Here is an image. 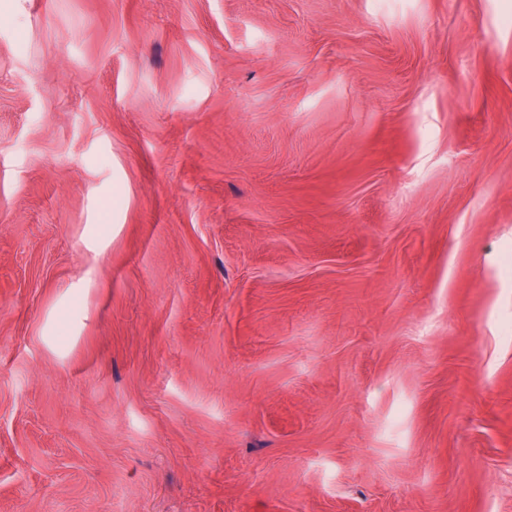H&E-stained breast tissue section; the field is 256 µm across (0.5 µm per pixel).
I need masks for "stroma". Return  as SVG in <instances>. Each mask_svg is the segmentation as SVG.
Segmentation results:
<instances>
[{
  "label": "stroma",
  "instance_id": "obj_1",
  "mask_svg": "<svg viewBox=\"0 0 512 512\" xmlns=\"http://www.w3.org/2000/svg\"><path fill=\"white\" fill-rule=\"evenodd\" d=\"M0 512H512V0H0Z\"/></svg>",
  "mask_w": 512,
  "mask_h": 512
}]
</instances>
